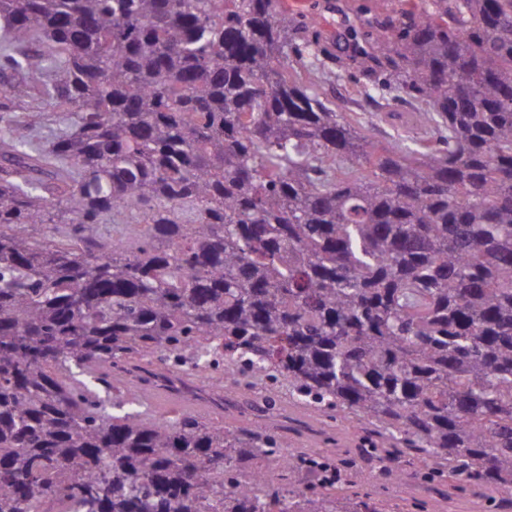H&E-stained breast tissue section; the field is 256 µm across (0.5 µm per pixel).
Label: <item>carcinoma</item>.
<instances>
[{"instance_id":"carcinoma-1","label":"carcinoma","mask_w":512,"mask_h":512,"mask_svg":"<svg viewBox=\"0 0 512 512\" xmlns=\"http://www.w3.org/2000/svg\"><path fill=\"white\" fill-rule=\"evenodd\" d=\"M0 33V512H405L362 463L386 489L426 458L512 495V0L365 34L414 149L314 89L274 0H0ZM201 358L261 413L286 380L369 429L340 462L149 416Z\"/></svg>"}]
</instances>
